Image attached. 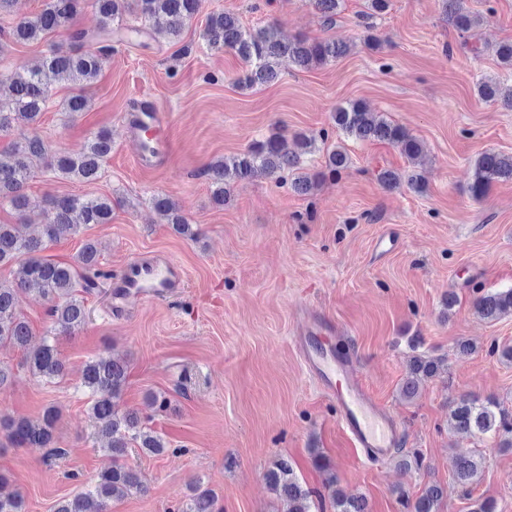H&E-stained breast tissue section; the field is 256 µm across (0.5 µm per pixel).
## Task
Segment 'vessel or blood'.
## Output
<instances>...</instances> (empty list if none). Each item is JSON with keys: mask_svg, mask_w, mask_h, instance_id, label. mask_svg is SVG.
<instances>
[{"mask_svg": "<svg viewBox=\"0 0 512 512\" xmlns=\"http://www.w3.org/2000/svg\"><path fill=\"white\" fill-rule=\"evenodd\" d=\"M126 128L131 135L144 134L155 142L154 152L137 149L135 159L140 168H149L155 154L171 153L169 126L156 107L129 114ZM184 282V273L177 265L142 258L126 263L111 279L114 295L131 296L142 302L174 293ZM338 333L333 321L312 314L301 322L293 343L307 372L324 394L335 400L338 421L352 446L369 457H386L399 438L397 426L391 415L370 398L352 368L351 358L326 349L328 338Z\"/></svg>", "mask_w": 512, "mask_h": 512, "instance_id": "vessel-or-blood-1", "label": "vessel or blood"}]
</instances>
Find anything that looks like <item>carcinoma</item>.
<instances>
[{
    "instance_id": "obj_1",
    "label": "carcinoma",
    "mask_w": 512,
    "mask_h": 512,
    "mask_svg": "<svg viewBox=\"0 0 512 512\" xmlns=\"http://www.w3.org/2000/svg\"><path fill=\"white\" fill-rule=\"evenodd\" d=\"M83 2L47 0L39 14L11 28L12 40L20 44L37 42L60 29H67L71 31L72 47L67 51L55 49L42 57L37 65L8 75L10 95L6 99L0 98V134L18 125L38 122L52 88L57 84L70 83L79 87V92L67 99L65 110L72 115L84 111L88 98L83 90L97 79L102 56L109 49L107 43L115 35L112 24L123 13L137 15L152 34H163L176 40L199 12L202 0H91L99 16L98 29L93 33L75 28ZM310 2L325 27L336 24L343 0ZM442 6L448 25L462 35L481 22L479 15L466 8L465 0H442ZM200 38L210 50L229 51L241 60L243 69L236 79L241 89H256L276 81L278 65L283 58L300 70H309L341 58L351 50L346 43L311 39L304 34L285 41L274 23L247 29L231 12L208 16ZM477 91L483 100L499 102L512 109V86L504 89L493 79H483L478 83ZM333 120L345 134L357 140L392 145L411 160L418 159L424 152L420 140L361 102L349 101L338 106ZM315 143L314 136H296L290 141L282 135H273L251 145L243 153L209 165L214 200L224 203L232 184L259 172L268 176L287 172L293 175V190L300 195L309 194L323 178L338 174L348 164L345 149L336 146L327 152L326 171L315 174L301 171L302 156L315 148ZM111 153L112 138L106 130L94 133L75 153L52 154L38 137L16 142L8 157L0 158V203L9 204L21 217L29 205L25 187L35 169L43 168L66 179L92 183L100 177L103 163ZM498 180H512V154H480L474 161L473 178L468 188L471 198L483 200L491 184ZM46 205L52 219L40 225L34 236L20 235L15 224H0V264H19L16 281L0 282V347L9 345L20 349L23 365L28 371L52 381L66 374L56 338L72 335L88 318L84 298L76 293L80 272L105 279L109 274L100 268L99 243L93 239L83 242L71 263L51 260L42 252L62 238L78 235L93 224L111 223L112 200L104 196L50 195ZM153 205L179 233L194 236L191 224L170 198L156 196ZM30 291L37 292L50 303L48 313L52 321L50 335L43 337L35 347L30 346L32 331L28 322L17 314L21 294ZM475 309L487 320L512 313V288L477 297ZM436 368L437 363L431 359L415 358L402 388L404 396H413L418 375L429 377ZM128 378L127 365L115 359L98 357L84 364L81 387L90 397V413L97 423L96 436L103 442V450L112 457V467L101 472L90 488L60 501L54 512H107L109 501L128 492L148 491L139 471L126 462L128 450L139 448L159 455L167 444L148 426L146 417L118 407L117 399ZM58 419L59 411L54 407L46 409L35 421L0 417V432L14 446L47 448L49 456L57 457L63 455L54 436ZM451 426L459 433L501 436L503 440L499 447H512V417L493 401H461L452 410ZM480 468V461L463 458L456 465V479L463 485L470 484L478 477ZM266 478L271 490L286 504L285 512H314L312 491L302 486L288 459L276 460ZM442 500V488L430 485L416 499L414 512H441ZM216 504L214 491L199 483L190 489L179 512H218ZM333 504L336 512H366L361 499L339 493L334 495Z\"/></svg>"
}]
</instances>
